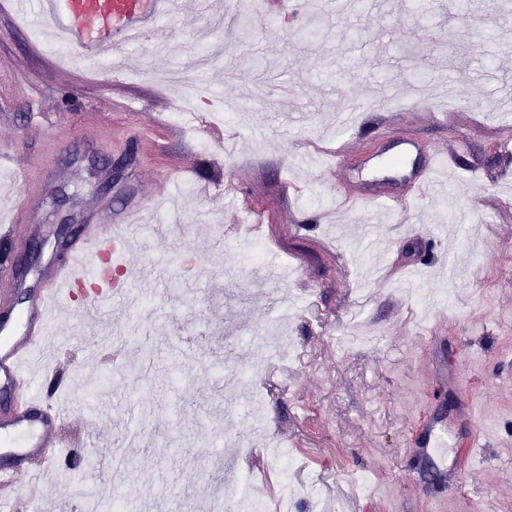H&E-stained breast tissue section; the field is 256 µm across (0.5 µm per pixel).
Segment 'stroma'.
<instances>
[{
	"mask_svg": "<svg viewBox=\"0 0 512 512\" xmlns=\"http://www.w3.org/2000/svg\"><path fill=\"white\" fill-rule=\"evenodd\" d=\"M458 2L366 0L322 15L323 38L301 42L307 14L273 22L263 0H231L214 28L209 0H197L124 47L116 73L76 50L57 60L0 0V214L20 211L9 261L64 215L92 224L187 184L211 187L181 210H146L158 233L108 261L146 304L86 324L87 300L71 291L53 317V351L33 361L67 383L64 431L89 429L104 466L114 434L147 417L126 447L133 512H205L229 487L275 502L272 438L291 459L293 512H512V153L502 147L512 111L499 106L512 98V0L469 13ZM416 70L451 83L455 107L422 95ZM186 97L190 127L159 109ZM460 140L456 171L441 159L432 174L443 193L388 207L406 193L397 146L413 148L405 163L417 171ZM93 155L125 159L121 179L89 170ZM344 191L385 202L337 204ZM177 225L192 231L164 288L152 261L170 256ZM254 233L278 278L245 263ZM282 314L293 350L255 362L262 329ZM130 325L127 357L150 370L102 376L98 347ZM442 390L458 406L441 456L462 476L427 487L416 438ZM254 392L265 401L257 428ZM86 482L79 457L45 474L42 512H84L75 487Z\"/></svg>",
	"mask_w": 512,
	"mask_h": 512,
	"instance_id": "stroma-1",
	"label": "stroma"
}]
</instances>
